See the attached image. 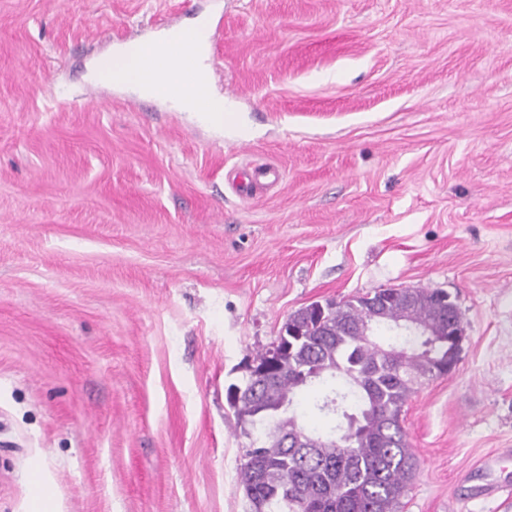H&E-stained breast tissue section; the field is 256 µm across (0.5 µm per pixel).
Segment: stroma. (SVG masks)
I'll use <instances>...</instances> for the list:
<instances>
[{"mask_svg":"<svg viewBox=\"0 0 512 512\" xmlns=\"http://www.w3.org/2000/svg\"><path fill=\"white\" fill-rule=\"evenodd\" d=\"M206 19L216 129L96 59ZM271 168L248 192L239 169ZM447 292L402 512H512V0H0V512H250L226 389L289 314ZM36 477L33 481L37 486V491H32L28 512H58L56 509V496L51 481L44 476L42 469L37 466L34 469Z\"/></svg>","mask_w":512,"mask_h":512,"instance_id":"stroma-1","label":"stroma"}]
</instances>
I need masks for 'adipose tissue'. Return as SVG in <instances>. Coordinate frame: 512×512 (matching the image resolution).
I'll list each match as a JSON object with an SVG mask.
<instances>
[{"label":"adipose tissue","mask_w":512,"mask_h":512,"mask_svg":"<svg viewBox=\"0 0 512 512\" xmlns=\"http://www.w3.org/2000/svg\"><path fill=\"white\" fill-rule=\"evenodd\" d=\"M176 38V33L171 32L150 41L125 45L109 61L96 65L94 75L118 81L136 93L169 99L180 109L223 127L226 107L223 99L211 95L206 87L203 54L185 48V55L195 58L191 68L178 62L164 67L157 65V56Z\"/></svg>","instance_id":"1"}]
</instances>
